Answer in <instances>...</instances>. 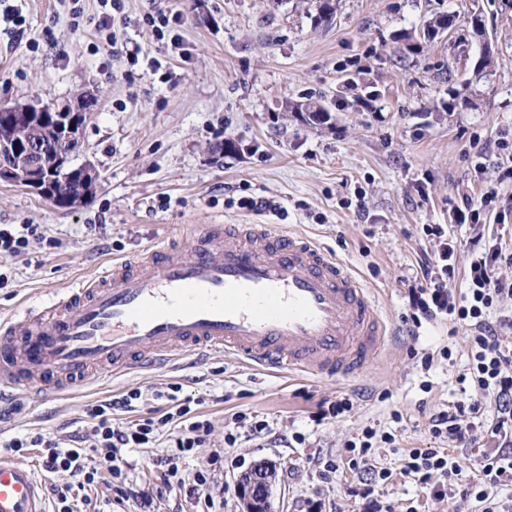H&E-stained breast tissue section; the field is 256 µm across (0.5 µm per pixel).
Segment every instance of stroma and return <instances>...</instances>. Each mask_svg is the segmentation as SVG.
<instances>
[{
  "label": "stroma",
  "mask_w": 512,
  "mask_h": 512,
  "mask_svg": "<svg viewBox=\"0 0 512 512\" xmlns=\"http://www.w3.org/2000/svg\"><path fill=\"white\" fill-rule=\"evenodd\" d=\"M332 22L314 0H121L114 42L98 34L100 0H0V105L42 103L86 112L71 167L92 164L101 186L86 203L60 209L22 187L0 183V225L35 224L43 242L0 258V321L24 306L69 294L112 260L175 239L194 254L187 226L275 224L335 253L371 289L394 331L380 357L354 381L277 377L234 355L187 356L172 365L108 380L42 402L0 401V440L19 432L90 434L86 405L141 389L136 414L169 408L155 391L177 388L179 402L211 424L205 447L182 463L209 473L207 493L240 512L237 480L260 460L275 464L272 512H364L360 474L348 466L322 478L365 427L393 432L375 451L392 477L375 488L394 512H474L469 498L426 497L400 472L407 448H437L434 409L455 400L468 342L448 321L410 332L403 277L428 245L425 224H451L454 208L497 186L484 224L512 225V0H333ZM180 14L172 38L157 40L144 18ZM453 30L434 33L440 17ZM481 29H473L472 16ZM21 25H14V18ZM329 110L313 120L306 104ZM259 197L283 216L246 212ZM452 350L422 372L421 354ZM429 391H422V382ZM353 408L315 424L322 402ZM402 422H393L392 412ZM267 423L232 428L235 413ZM236 432L233 447L224 438ZM304 442H295V434ZM168 432L135 455L131 477L156 512H189L191 499L162 490L154 458ZM220 451L212 461V451Z\"/></svg>",
  "instance_id": "35a3bbf8"
}]
</instances>
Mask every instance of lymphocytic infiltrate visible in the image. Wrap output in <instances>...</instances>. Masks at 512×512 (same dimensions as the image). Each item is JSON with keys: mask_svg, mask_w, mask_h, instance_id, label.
<instances>
[{"mask_svg": "<svg viewBox=\"0 0 512 512\" xmlns=\"http://www.w3.org/2000/svg\"><path fill=\"white\" fill-rule=\"evenodd\" d=\"M423 233L432 247L420 260L421 274L409 291L407 320L418 328L423 322L445 318L454 330L466 333L468 340L467 368L456 379L462 397L433 411L429 431L435 438L453 442L480 435L484 451L476 479L463 488L457 479L464 460L444 448L408 449L400 471L434 499L462 496L479 503L480 512H512V495L503 492L504 486L512 485V341L505 339L506 333L512 332V314L500 311L501 302L512 299V251L498 243L487 245L483 235L472 237L465 285L459 288L455 285L459 243L451 228L427 224ZM142 397V390L132 389L121 397L87 405L90 440L76 435H17L5 449L15 455L40 449L45 472L65 473L81 488L106 482L118 497L144 510L149 502L128 481V457L148 447L169 427L174 451L153 461L162 472L165 488L176 491L189 483L202 491L207 484L204 473L186 479L179 461L204 447L210 432L208 420L192 415L189 404L179 403L160 417L125 421V414L134 411ZM489 402L494 404L496 416L487 421L482 412ZM395 441L392 433L365 428L360 437L344 445L349 467L363 468L368 485L388 481L392 473L373 464V448L380 442L391 445Z\"/></svg>", "mask_w": 512, "mask_h": 512, "instance_id": "obj_1", "label": "lymphocytic infiltrate"}]
</instances>
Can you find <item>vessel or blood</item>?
I'll return each instance as SVG.
<instances>
[{"mask_svg":"<svg viewBox=\"0 0 512 512\" xmlns=\"http://www.w3.org/2000/svg\"><path fill=\"white\" fill-rule=\"evenodd\" d=\"M0 322V398L230 351L280 372L356 377L385 348L374 296L341 259L269 224H205ZM0 512H49L36 472L0 456Z\"/></svg>","mask_w":512,"mask_h":512,"instance_id":"1","label":"vessel or blood"}]
</instances>
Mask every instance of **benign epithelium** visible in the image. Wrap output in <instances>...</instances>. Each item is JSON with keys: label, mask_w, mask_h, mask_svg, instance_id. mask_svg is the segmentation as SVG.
<instances>
[{"label": "benign epithelium", "mask_w": 512, "mask_h": 512, "mask_svg": "<svg viewBox=\"0 0 512 512\" xmlns=\"http://www.w3.org/2000/svg\"><path fill=\"white\" fill-rule=\"evenodd\" d=\"M85 119L84 112L1 105L0 181L21 184L53 203L85 201L96 192L99 176L91 166L69 165L70 146L79 141ZM274 482V467L265 461L241 476L243 512H270Z\"/></svg>", "instance_id": "obj_1"}]
</instances>
